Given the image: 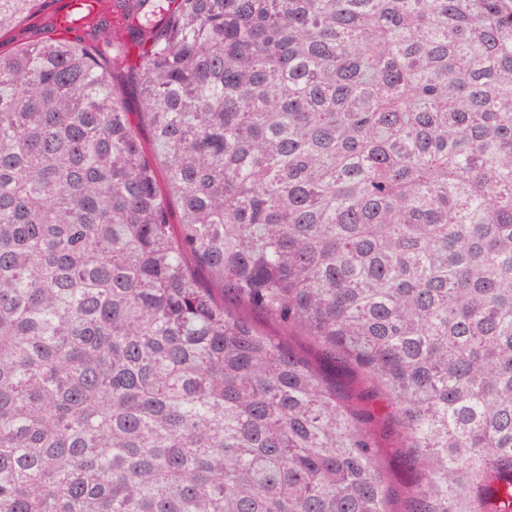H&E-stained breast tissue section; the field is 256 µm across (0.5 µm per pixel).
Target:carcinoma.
<instances>
[{
    "label": "carcinoma",
    "mask_w": 512,
    "mask_h": 512,
    "mask_svg": "<svg viewBox=\"0 0 512 512\" xmlns=\"http://www.w3.org/2000/svg\"><path fill=\"white\" fill-rule=\"evenodd\" d=\"M115 5L135 114L104 20L0 50V512H393L376 402L512 512V0ZM288 342L294 349L305 354L310 361L320 365L329 379L336 383V389L341 393L353 396L358 393L360 384L350 369L339 364L334 365L324 361L304 336H292Z\"/></svg>",
    "instance_id": "carcinoma-1"
}]
</instances>
